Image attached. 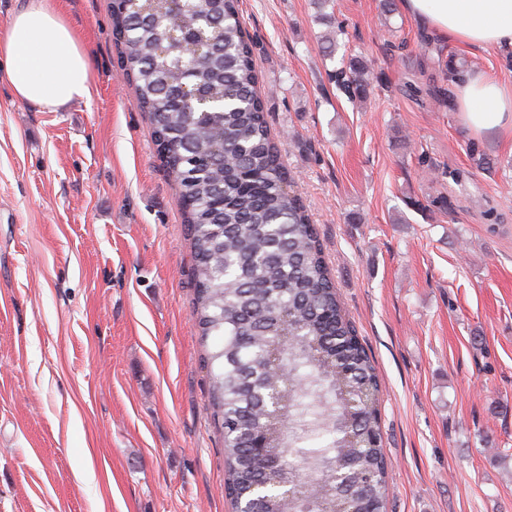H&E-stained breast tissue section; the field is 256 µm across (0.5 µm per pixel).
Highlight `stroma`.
<instances>
[{"mask_svg": "<svg viewBox=\"0 0 512 512\" xmlns=\"http://www.w3.org/2000/svg\"><path fill=\"white\" fill-rule=\"evenodd\" d=\"M91 96L0 82V512H232L190 245L110 0H57ZM271 133L381 381L388 512H512V133L476 135L451 45L382 0H240ZM359 61V105L335 79ZM93 468L94 479L84 478Z\"/></svg>", "mask_w": 512, "mask_h": 512, "instance_id": "stroma-1", "label": "stroma"}]
</instances>
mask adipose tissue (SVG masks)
Here are the masks:
<instances>
[{
    "label": "adipose tissue",
    "instance_id": "adipose-tissue-1",
    "mask_svg": "<svg viewBox=\"0 0 512 512\" xmlns=\"http://www.w3.org/2000/svg\"><path fill=\"white\" fill-rule=\"evenodd\" d=\"M401 11L443 42L512 50V0H400ZM17 100L47 112L91 95L85 50L52 0H25L0 37V81ZM452 106L476 134L512 131V83L481 72L459 76Z\"/></svg>",
    "mask_w": 512,
    "mask_h": 512
}]
</instances>
